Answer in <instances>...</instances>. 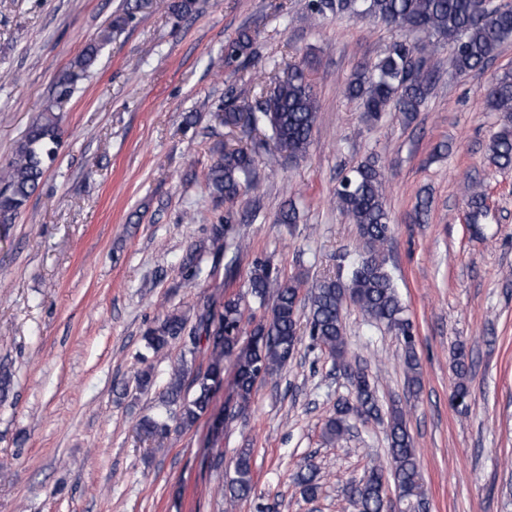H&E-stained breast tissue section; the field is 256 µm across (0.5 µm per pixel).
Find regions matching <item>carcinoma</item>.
<instances>
[{
	"mask_svg": "<svg viewBox=\"0 0 512 512\" xmlns=\"http://www.w3.org/2000/svg\"><path fill=\"white\" fill-rule=\"evenodd\" d=\"M143 0L116 16L98 41L88 44L77 59L79 71L91 67L102 46L108 43L112 29H119L134 18ZM309 16L316 22L328 16L350 19L371 17L396 30L425 33L428 40L414 44L394 43L375 63L358 66L348 77L345 94L362 102L364 116L377 121L385 112L396 109L409 118L420 111L431 89L432 73L424 68L423 58L444 40L451 52L456 72L467 74L484 69L500 45L512 39V6L498 0H308ZM225 59L248 65L256 56L255 31L244 27L224 47ZM489 111L502 114L503 124L491 137L490 164L499 170L512 168V72L496 77L485 90ZM318 99L304 69L290 65L276 76L269 95H257L253 88L231 86L215 112L224 127L256 130L263 127L288 157L307 154L318 119ZM61 117L48 109L34 120L17 143L9 161L0 166V224L15 222L29 198L38 188L46 169L55 160L61 145ZM207 187L216 205L224 206V223L212 226L214 240L224 248L225 278L238 274L239 259L246 249L245 240L234 224L237 204L248 192H255L253 152L246 148H226L208 168ZM384 170L375 155H370L341 175L336 186L340 211L357 225L362 250L348 275L325 277L308 289L307 325L311 340L342 366H349L344 308L356 306L365 319L395 333L402 345V361L413 385H420V364L414 326L405 313L393 277L387 267L386 253L391 241V221L386 205ZM468 223L478 226L487 216L486 192L473 184L467 197ZM277 221L296 224L299 210L294 199L280 209ZM202 251L195 249L183 260L188 275L201 273ZM303 281L282 280L270 264L257 259L248 277V294L265 310L247 329L243 324L246 300L239 293L224 298L223 310L211 306L189 324L184 314L171 313L148 327L143 335L145 347L157 355L178 339L185 341V352L195 355L201 343L208 344L210 359L203 372L181 357L171 369L163 388L162 405L166 416H145L137 430L147 437H165L170 422L189 429L210 410L214 391L224 379V363L232 367L234 413L246 411L257 381L277 375L294 355L299 342V309ZM456 377L452 398L467 404L471 397L467 377L471 366L464 347L455 352ZM353 396L336 404V416L325 423L330 441L350 432V419L364 420L380 416L374 388L364 369L349 375ZM389 448L386 461L371 467L367 477L351 493V501L360 512H385V472H390L400 491V501L415 512H427L421 473L413 441L402 409L388 415ZM303 493L317 496V471L306 466L297 473ZM254 490L250 455L238 454L233 462V477L225 486L228 503L247 498Z\"/></svg>",
	"mask_w": 512,
	"mask_h": 512,
	"instance_id": "1",
	"label": "carcinoma"
}]
</instances>
